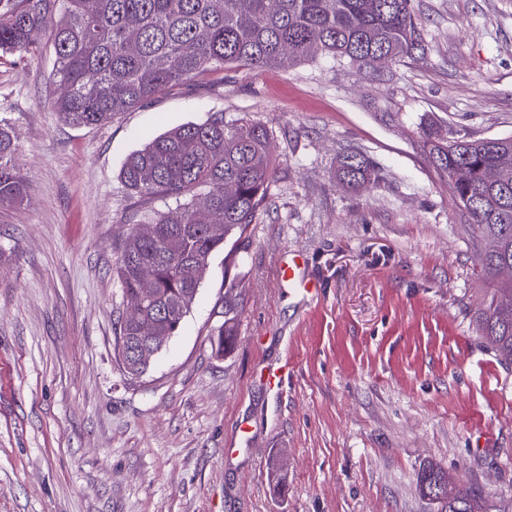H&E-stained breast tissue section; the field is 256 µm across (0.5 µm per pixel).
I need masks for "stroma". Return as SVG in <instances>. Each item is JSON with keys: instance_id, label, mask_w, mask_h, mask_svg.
Returning <instances> with one entry per match:
<instances>
[{"instance_id": "1", "label": "stroma", "mask_w": 512, "mask_h": 512, "mask_svg": "<svg viewBox=\"0 0 512 512\" xmlns=\"http://www.w3.org/2000/svg\"><path fill=\"white\" fill-rule=\"evenodd\" d=\"M425 57L377 71L322 59L228 66L100 127L51 107L50 51L0 58V116L28 201L0 210V512H433L428 465L512 512V366L476 335L490 284L477 234L420 150L433 120L512 136V0H411ZM223 113L274 133L251 224L238 337L217 354L224 251L148 371L118 359L120 242L142 202L121 179L150 140ZM377 166L352 191L342 148ZM301 256L317 299L277 280ZM287 366L283 390L264 366Z\"/></svg>"}]
</instances>
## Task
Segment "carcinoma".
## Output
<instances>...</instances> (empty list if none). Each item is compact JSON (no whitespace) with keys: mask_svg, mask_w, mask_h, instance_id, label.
Returning a JSON list of instances; mask_svg holds the SVG:
<instances>
[{"mask_svg":"<svg viewBox=\"0 0 512 512\" xmlns=\"http://www.w3.org/2000/svg\"><path fill=\"white\" fill-rule=\"evenodd\" d=\"M49 31L52 82L67 88L51 106L62 121L101 126L139 108L158 92L200 75L238 65L262 71L321 58L378 70L404 58H423L424 45L410 0H0V56L42 53ZM274 136L265 125L224 121L213 112L201 123L173 129L126 160L121 178L145 199L172 201L140 215L125 236L118 275L123 297L119 336L139 346L140 326L171 337L189 310L211 255L236 237L226 269L239 267L247 231L267 206ZM419 142L443 177L467 222L480 234L479 275L496 282L477 316V331L497 359L512 364V168L496 184L485 173L512 156V136H447L419 123ZM11 123L0 117V209L22 203L28 182L13 164ZM374 166L346 149L336 179L358 190ZM149 224L153 233L138 228ZM239 284L224 293V323L215 350L230 354L242 308ZM419 491L436 512H488L473 488L453 491L448 472L431 466Z\"/></svg>","mask_w":512,"mask_h":512,"instance_id":"1","label":"carcinoma"}]
</instances>
